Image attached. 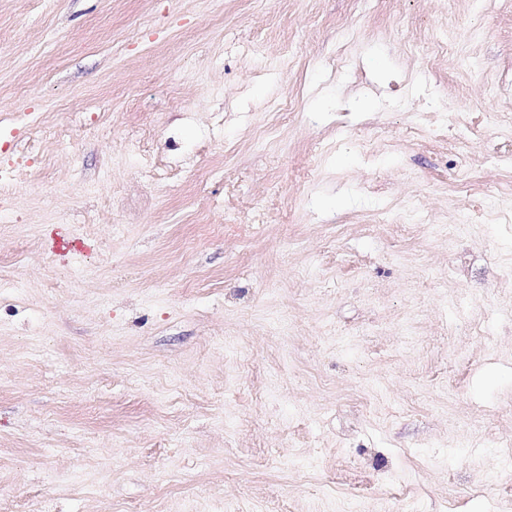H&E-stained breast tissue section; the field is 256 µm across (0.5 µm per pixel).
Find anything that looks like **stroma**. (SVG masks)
<instances>
[{
    "instance_id": "1",
    "label": "stroma",
    "mask_w": 512,
    "mask_h": 512,
    "mask_svg": "<svg viewBox=\"0 0 512 512\" xmlns=\"http://www.w3.org/2000/svg\"><path fill=\"white\" fill-rule=\"evenodd\" d=\"M0 169V512H512V0H0Z\"/></svg>"
}]
</instances>
